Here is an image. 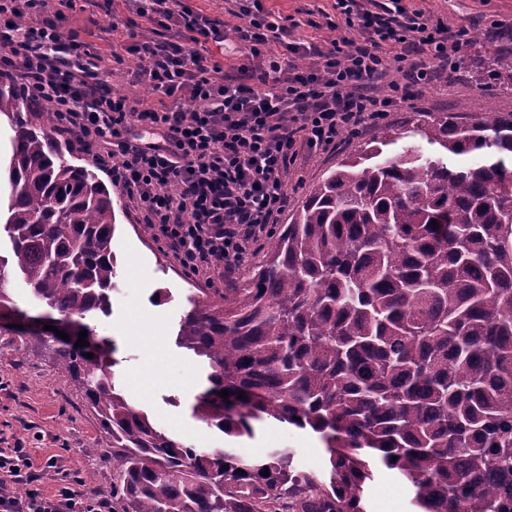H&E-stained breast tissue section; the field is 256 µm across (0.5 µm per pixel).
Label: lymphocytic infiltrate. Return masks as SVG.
<instances>
[{"instance_id":"lymphocytic-infiltrate-1","label":"lymphocytic infiltrate","mask_w":512,"mask_h":512,"mask_svg":"<svg viewBox=\"0 0 512 512\" xmlns=\"http://www.w3.org/2000/svg\"><path fill=\"white\" fill-rule=\"evenodd\" d=\"M73 2L0 0V77L53 106L61 131L84 143L188 272L222 278L286 210L285 176L299 152L336 150L345 134L407 100L411 86L444 80L470 44L468 28L407 11L402 0L384 16L337 0L334 39L325 47L295 44L306 64L291 69L271 50L287 28L244 6L237 33L252 63L232 77L201 51L223 45V22L184 0H143L138 14L171 37L129 46L134 76L151 92L133 106L103 79L110 56L65 35ZM395 72L404 83L392 80ZM186 99L203 109L185 111ZM32 467L26 449L0 448V512H108L107 500L66 481L48 497L36 489L16 494Z\"/></svg>"}]
</instances>
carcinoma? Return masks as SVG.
Instances as JSON below:
<instances>
[{"label": "carcinoma", "instance_id": "obj_1", "mask_svg": "<svg viewBox=\"0 0 512 512\" xmlns=\"http://www.w3.org/2000/svg\"><path fill=\"white\" fill-rule=\"evenodd\" d=\"M505 72L512 51H490L474 80ZM1 115L15 135L0 282L21 275L50 325L76 330L0 335L82 389L108 449L112 512H364L374 464L411 483L419 512H512V112L379 127L269 234L242 285L189 297L176 343L208 367L192 416L234 438L264 418L309 428L326 480L296 470L288 449L253 460L193 448L118 387L115 347L90 324L111 306V192L67 159L51 108L0 79ZM411 132L429 148L389 149Z\"/></svg>", "mask_w": 512, "mask_h": 512}]
</instances>
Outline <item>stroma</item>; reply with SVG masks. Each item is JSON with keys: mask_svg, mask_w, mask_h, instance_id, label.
<instances>
[{"mask_svg": "<svg viewBox=\"0 0 512 512\" xmlns=\"http://www.w3.org/2000/svg\"><path fill=\"white\" fill-rule=\"evenodd\" d=\"M192 10L223 20L228 38L223 48L209 46L208 60L222 63L226 73L246 64V49L235 32L239 18L231 15L226 0H184ZM281 25L290 28L291 40L323 43L333 36L328 24L337 20L336 0H257ZM408 10L442 16L449 26L467 27L472 41L460 67L448 80L418 85L411 101L399 104L384 119L390 126L404 125L414 112H445L489 116L512 111V80L501 79L476 86L472 62L485 47L494 45V25L512 28V0H402ZM66 34L92 39L104 51L131 45L152 35L151 25L137 15L130 0H115L104 8L87 4L67 11ZM372 131L346 138L342 147L324 154H300L286 184L291 206L300 205L313 185L339 160L369 141ZM115 206L116 231L112 250L116 275L112 280L109 314L98 315L99 336L113 340L117 351L116 376L129 398L146 411L151 421L182 436L196 448L223 447L225 437L191 415L194 397L206 371L191 352L179 348L175 338L179 321L188 309V297L198 288H219L217 275L192 274L174 252L155 235L145 234L136 206L103 176ZM100 422L83 393L38 353L21 354L15 337L0 335V446L27 448L38 476L34 485H17L53 495L58 485L54 469L45 465L58 458L75 490L88 496H109L112 470L100 448ZM235 447L250 459L266 458L275 449L294 455L297 470L324 474L328 454L319 434L274 419L255 422L254 434L235 440ZM369 512H415L413 490L394 472L378 470L366 487Z\"/></svg>", "mask_w": 512, "mask_h": 512, "instance_id": "35a3bbf8", "label": "stroma"}]
</instances>
